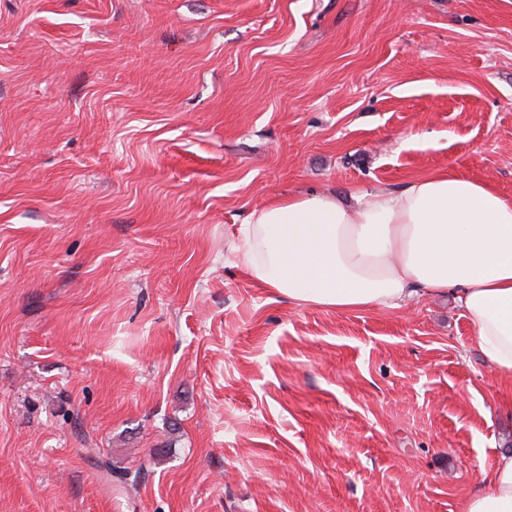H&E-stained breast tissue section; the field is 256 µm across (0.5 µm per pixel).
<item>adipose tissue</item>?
Wrapping results in <instances>:
<instances>
[{
    "label": "adipose tissue",
    "mask_w": 512,
    "mask_h": 512,
    "mask_svg": "<svg viewBox=\"0 0 512 512\" xmlns=\"http://www.w3.org/2000/svg\"><path fill=\"white\" fill-rule=\"evenodd\" d=\"M241 261L298 306L401 308L452 295L488 364L512 377V200L448 173L397 190L291 195L253 210ZM462 512H512V451Z\"/></svg>",
    "instance_id": "adipose-tissue-1"
}]
</instances>
